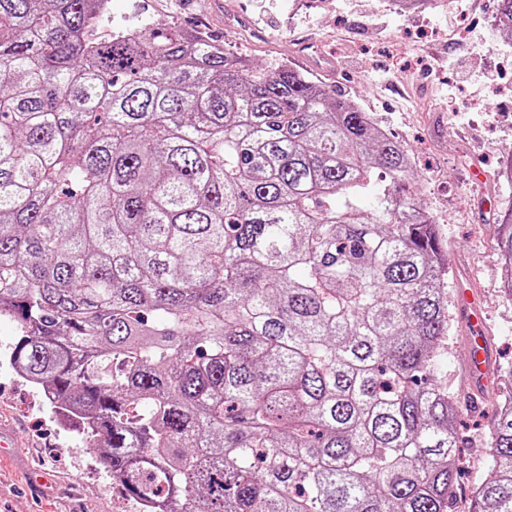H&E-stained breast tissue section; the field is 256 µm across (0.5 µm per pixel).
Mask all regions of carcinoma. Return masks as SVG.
Wrapping results in <instances>:
<instances>
[{"label": "carcinoma", "instance_id": "cac0c4a2", "mask_svg": "<svg viewBox=\"0 0 512 512\" xmlns=\"http://www.w3.org/2000/svg\"><path fill=\"white\" fill-rule=\"evenodd\" d=\"M104 2L0 0L16 374L146 512H448V254L405 147L286 64L99 40ZM486 443L470 512H512V391Z\"/></svg>", "mask_w": 512, "mask_h": 512}]
</instances>
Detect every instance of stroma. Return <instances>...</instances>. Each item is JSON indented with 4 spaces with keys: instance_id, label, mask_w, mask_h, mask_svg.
<instances>
[{
    "instance_id": "1",
    "label": "stroma",
    "mask_w": 512,
    "mask_h": 512,
    "mask_svg": "<svg viewBox=\"0 0 512 512\" xmlns=\"http://www.w3.org/2000/svg\"><path fill=\"white\" fill-rule=\"evenodd\" d=\"M112 0L117 24L177 25L223 43L266 71L289 64L355 103L397 137L414 161L453 270L448 354L440 377L462 410V470L449 512H469L487 475L485 430L499 391L474 389L466 371L467 327L453 299L473 276L495 364H512V303L502 288L496 219L512 208L497 175L512 155V43L495 22L498 0H443L426 13L396 14L383 0ZM486 174L469 180L471 167ZM16 327L0 319V421L19 445L0 454V512H137L84 438L67 429L8 357Z\"/></svg>"
}]
</instances>
